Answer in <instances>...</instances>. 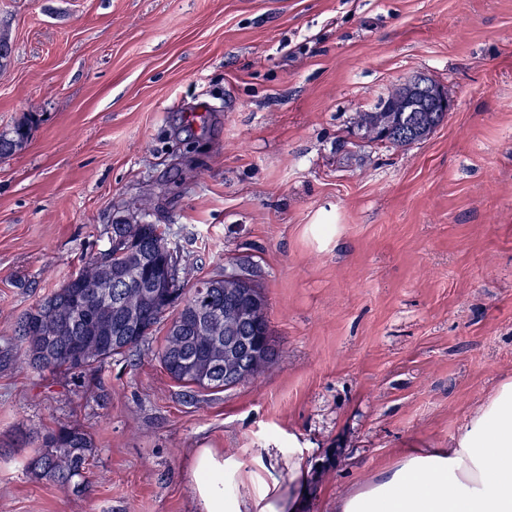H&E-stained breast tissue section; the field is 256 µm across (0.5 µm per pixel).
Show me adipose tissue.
Masks as SVG:
<instances>
[{
	"mask_svg": "<svg viewBox=\"0 0 512 512\" xmlns=\"http://www.w3.org/2000/svg\"><path fill=\"white\" fill-rule=\"evenodd\" d=\"M257 470L196 449L190 472L199 512H301L309 468L291 461L281 494L266 461ZM336 512H512V381L503 382L445 448H412L367 485L336 500Z\"/></svg>",
	"mask_w": 512,
	"mask_h": 512,
	"instance_id": "1",
	"label": "adipose tissue"
}]
</instances>
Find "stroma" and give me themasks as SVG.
Masks as SVG:
<instances>
[{
	"instance_id": "stroma-1",
	"label": "stroma",
	"mask_w": 512,
	"mask_h": 512,
	"mask_svg": "<svg viewBox=\"0 0 512 512\" xmlns=\"http://www.w3.org/2000/svg\"><path fill=\"white\" fill-rule=\"evenodd\" d=\"M0 347L116 224L172 233L190 280L248 268L277 354L215 392L159 338L76 381L0 367V512H197L189 459L310 466L305 512L444 448L512 380V0H0ZM453 103L426 140L357 113L416 73ZM95 444L85 488L26 468ZM30 128L27 123L17 124L10 132L0 134V157L12 155L29 139ZM43 447L28 462V469L64 489L83 486L85 470L94 452L90 435L75 427L59 428L44 435Z\"/></svg>"
}]
</instances>
